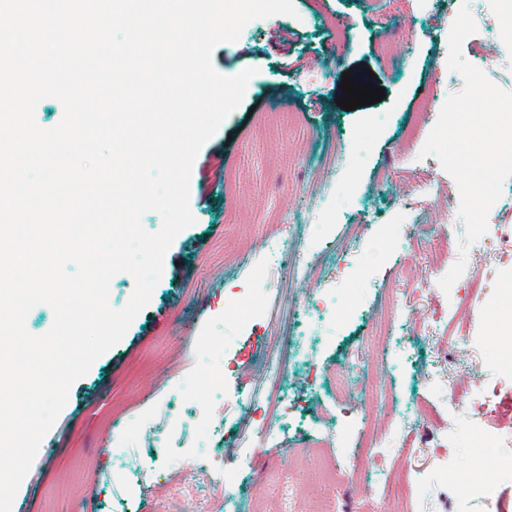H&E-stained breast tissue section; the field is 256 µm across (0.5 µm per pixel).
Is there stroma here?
I'll list each match as a JSON object with an SVG mask.
<instances>
[{"label":"stroma","instance_id":"obj_1","mask_svg":"<svg viewBox=\"0 0 512 512\" xmlns=\"http://www.w3.org/2000/svg\"><path fill=\"white\" fill-rule=\"evenodd\" d=\"M471 64L494 58L512 90L506 0H467ZM295 16L248 23L218 44L216 71L255 74L198 154L194 225L168 249L150 303L69 389L15 497L25 512H512V416L473 402L483 377L512 402V264L460 251L453 178L406 132L433 127L431 96L462 91L447 68L448 0H293ZM297 41L276 43L278 26ZM391 38L390 55L380 43ZM381 102L331 94L343 72ZM465 258L452 337L422 326L449 308L428 258ZM478 347L479 361L463 358ZM451 372L455 403L434 382ZM383 424L427 445L394 456L372 441L364 382ZM488 484L492 503L469 496Z\"/></svg>","mask_w":512,"mask_h":512}]
</instances>
